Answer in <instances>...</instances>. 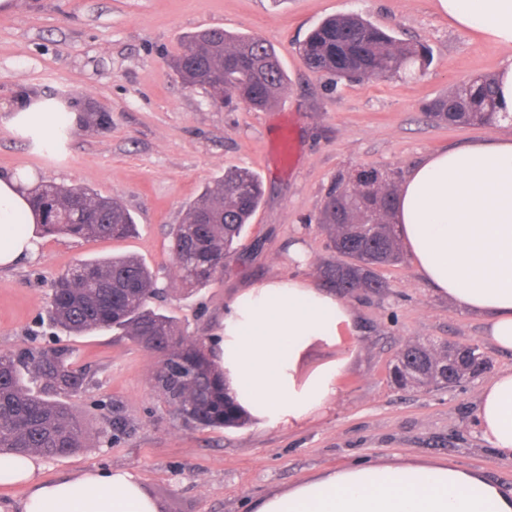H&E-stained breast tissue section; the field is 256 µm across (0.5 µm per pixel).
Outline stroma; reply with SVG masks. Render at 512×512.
<instances>
[{
  "mask_svg": "<svg viewBox=\"0 0 512 512\" xmlns=\"http://www.w3.org/2000/svg\"><path fill=\"white\" fill-rule=\"evenodd\" d=\"M358 13L399 40L429 51L411 77L332 81L299 53L323 19ZM212 28L270 43L288 90L256 111L190 89L169 67L185 37ZM512 49L456 28L434 0H14L0 13V108L23 91L76 102L101 123L79 125L52 151L0 128V172L31 169L38 182L80 186L116 199L137 233L120 240L47 237L38 253L0 269V352L73 348L89 385L68 403L87 431L79 452L43 459L58 479L87 469H128L160 512H249L252 501L326 468L359 461L450 460L481 470L512 491V461L499 459L475 431L483 378L434 390L400 388L390 378L396 353L414 342L476 346L492 373L512 368V352L495 348L483 323L436 296L411 258L380 268L384 290L343 299L355 313L351 357L336 398L294 424L195 429L183 426L156 392L157 357L121 331L55 334L46 308L56 276L77 261L134 255L154 272L152 305L187 339L213 348L233 301L273 278L320 282L334 259L318 219L334 182L352 185L374 169L394 181L424 154L489 135L488 126L438 124L429 100L496 72ZM296 138V162L279 167L273 143L283 120ZM246 167L265 185L244 247L206 287L185 288L170 250V229L187 205L225 169ZM305 259L295 261L294 246ZM126 435L102 443L112 417Z\"/></svg>",
  "mask_w": 512,
  "mask_h": 512,
  "instance_id": "1",
  "label": "stroma"
}]
</instances>
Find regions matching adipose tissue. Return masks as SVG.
<instances>
[{"label": "adipose tissue", "instance_id": "obj_1", "mask_svg": "<svg viewBox=\"0 0 512 512\" xmlns=\"http://www.w3.org/2000/svg\"><path fill=\"white\" fill-rule=\"evenodd\" d=\"M459 29L512 48V0H436ZM73 102L25 93L0 123L37 143L76 127ZM35 178L0 173V268L35 256ZM395 221L421 277L455 307L481 316L485 337L512 351V133L425 154L398 186ZM354 313L305 279L274 278L243 293L224 318L217 362L230 396L263 425L299 422L336 394L345 359L298 372L318 341L342 344ZM475 424L498 458L512 460V370L483 386ZM39 457H0V484H25L22 512H160L131 471L88 470L46 480ZM252 512H512V493L477 470L446 461H367L330 468L255 500Z\"/></svg>", "mask_w": 512, "mask_h": 512}]
</instances>
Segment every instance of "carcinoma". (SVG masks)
Returning <instances> with one entry per match:
<instances>
[{
  "instance_id": "1",
  "label": "carcinoma",
  "mask_w": 512,
  "mask_h": 512,
  "mask_svg": "<svg viewBox=\"0 0 512 512\" xmlns=\"http://www.w3.org/2000/svg\"><path fill=\"white\" fill-rule=\"evenodd\" d=\"M308 67L336 79H387L410 72L425 50L356 15L321 21L300 47ZM175 74L226 102L262 110L287 88V76L274 48L260 37L207 29L187 37L172 60ZM434 120L453 126L494 125L497 110L493 75L479 76L424 106ZM263 196L260 177L242 168L206 186L191 202L183 221L171 230V251L184 283L202 288L224 269ZM394 185L375 171L358 174L355 184L337 183L329 192L321 226L337 259L319 268L321 277L345 291L376 292L386 287L377 268L403 259L393 222ZM33 207L46 234L85 240H120L134 233L130 213L114 198L78 187L40 184ZM157 294L150 270L133 256L82 261L58 277L50 319L66 332L81 334L117 328L155 354L158 394L187 426L233 428L249 414L224 392V374L200 340L181 336L176 321L150 308ZM407 365L393 369L395 381L419 388L443 387L448 344L416 342L401 350ZM64 347L0 353V456L57 458L85 447L86 431L64 402L52 395H79L87 379L72 369Z\"/></svg>"
}]
</instances>
